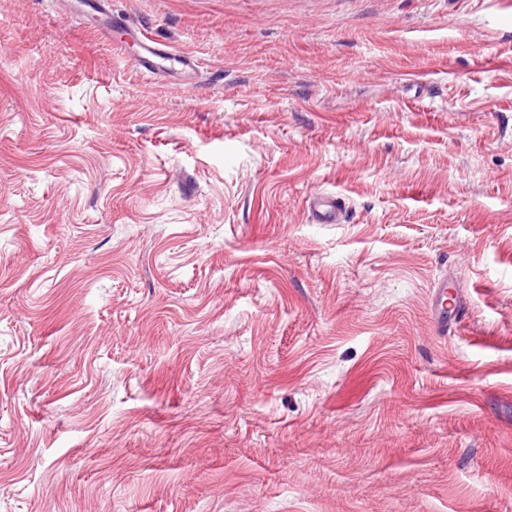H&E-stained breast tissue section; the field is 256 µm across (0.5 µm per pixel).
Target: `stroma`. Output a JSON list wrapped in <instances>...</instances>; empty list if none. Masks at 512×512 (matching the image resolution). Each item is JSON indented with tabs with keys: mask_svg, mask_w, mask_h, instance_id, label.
Listing matches in <instances>:
<instances>
[{
	"mask_svg": "<svg viewBox=\"0 0 512 512\" xmlns=\"http://www.w3.org/2000/svg\"><path fill=\"white\" fill-rule=\"evenodd\" d=\"M110 5L194 78L0 0V512H512V0ZM307 210L315 224H341L344 222L348 207L343 197L317 191L308 196ZM432 292V322L437 334L447 335L448 321L456 318L460 301L458 294L448 288L447 276H440ZM453 314L451 311H455ZM450 313V314H449Z\"/></svg>",
	"mask_w": 512,
	"mask_h": 512,
	"instance_id": "obj_1",
	"label": "stroma"
}]
</instances>
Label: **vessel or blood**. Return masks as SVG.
<instances>
[{"label": "vessel or blood", "mask_w": 512, "mask_h": 512, "mask_svg": "<svg viewBox=\"0 0 512 512\" xmlns=\"http://www.w3.org/2000/svg\"><path fill=\"white\" fill-rule=\"evenodd\" d=\"M89 18L95 30L104 36H111L115 31H123L127 39L135 41L140 53L135 59L136 65L152 76L170 78L174 74H189L194 65L191 60L180 52L170 49L155 40L146 31L128 26L126 20L112 12L108 0H90L88 4ZM307 210L313 223H343L347 206L343 197L317 191L307 198ZM460 301L457 293L450 291L447 276H440L432 292V322L437 334L448 332V321L452 311L458 310Z\"/></svg>", "instance_id": "vessel-or-blood-1"}]
</instances>
